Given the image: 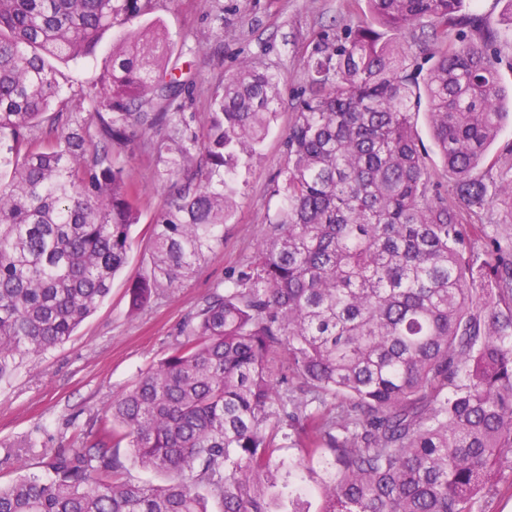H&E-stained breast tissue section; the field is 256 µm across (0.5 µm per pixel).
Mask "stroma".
I'll list each match as a JSON object with an SVG mask.
<instances>
[{"label": "stroma", "mask_w": 512, "mask_h": 512, "mask_svg": "<svg viewBox=\"0 0 512 512\" xmlns=\"http://www.w3.org/2000/svg\"><path fill=\"white\" fill-rule=\"evenodd\" d=\"M468 11L477 19L470 36L483 28L497 32L495 66L501 83L512 88V39L504 33L512 23V0H471ZM368 16L366 0H158L151 19L168 33L171 59L194 62V128L206 120L211 88L243 61L281 74L277 117L246 174L248 187L236 199L223 243L182 287L159 291L134 312L128 289L150 267L151 224L170 197L168 183L157 175L155 134L140 140L125 161L140 190L142 213L128 263L113 278L108 297L68 342L25 361L10 382L0 383L1 444L31 435L50 448L79 447L112 397L166 356L179 327L252 255L281 203L273 186L296 103L309 91L304 62L314 42L326 30L341 32ZM111 51L112 39L104 37L96 57L64 69L59 79L64 94L94 83ZM491 237L512 238V202L502 197L480 216L467 247L474 286L487 292L494 287L483 267Z\"/></svg>", "instance_id": "obj_1"}]
</instances>
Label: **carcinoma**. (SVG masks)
Masks as SVG:
<instances>
[{"label":"carcinoma","instance_id":"carcinoma-1","mask_svg":"<svg viewBox=\"0 0 512 512\" xmlns=\"http://www.w3.org/2000/svg\"><path fill=\"white\" fill-rule=\"evenodd\" d=\"M156 2L0 0V381L67 342L125 267L141 212L124 158L143 134L175 183L133 310L222 242L277 116L281 78L244 64L194 130L193 63L170 64L156 24L131 26ZM367 3L370 20L322 34L304 62L282 203L253 255L80 447L20 444L49 474L0 484V512H311L313 497L317 512H472L497 491L512 468V261L490 242L497 299L473 287L460 208L512 197V178L484 167L512 91L488 53L496 35L448 37L467 0ZM425 22L442 48L424 73L397 35ZM116 27L96 83L59 100L57 64ZM423 99L449 197L412 130ZM290 445L330 456L324 476L294 479ZM121 448L171 481L114 479Z\"/></svg>","mask_w":512,"mask_h":512}]
</instances>
